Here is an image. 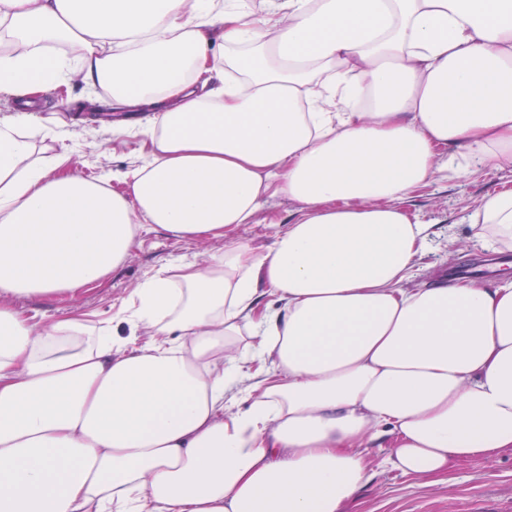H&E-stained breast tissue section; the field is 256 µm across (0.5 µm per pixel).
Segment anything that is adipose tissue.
Returning a JSON list of instances; mask_svg holds the SVG:
<instances>
[{
  "instance_id": "ef3b65f1",
  "label": "adipose tissue",
  "mask_w": 512,
  "mask_h": 512,
  "mask_svg": "<svg viewBox=\"0 0 512 512\" xmlns=\"http://www.w3.org/2000/svg\"><path fill=\"white\" fill-rule=\"evenodd\" d=\"M0 31L1 93L105 86L151 141L117 192L0 119V512H344L364 443L426 481L512 452V277L406 289L431 233L403 208L512 169V0H0ZM274 190L271 246L161 268L126 337L9 303L101 281L147 224L227 237ZM467 221L512 250V189Z\"/></svg>"
}]
</instances>
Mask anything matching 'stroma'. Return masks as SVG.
Instances as JSON below:
<instances>
[{"label":"stroma","instance_id":"stroma-1","mask_svg":"<svg viewBox=\"0 0 512 512\" xmlns=\"http://www.w3.org/2000/svg\"><path fill=\"white\" fill-rule=\"evenodd\" d=\"M112 95L102 88L88 89L73 83L38 96L32 113L37 129L31 134L41 156L67 149L70 168L89 178L112 175L111 187L122 190L116 174L135 166L151 150L143 129L146 113H136L127 132H113L120 120L95 118L93 108L111 109ZM505 175L483 168L461 178H437L413 190L405 204L408 214L430 225V245L417 260L410 287H423L435 274L449 267L469 265L487 253L483 241L472 235L465 217L489 192L499 188ZM295 204L287 195L268 196L252 221L239 225L230 239L175 240L161 230L143 227L138 246L124 265L103 282L74 293L51 296H20L14 306L28 318L41 322L52 318H76L92 329L117 326L128 334L126 317L132 312L136 288L164 265L175 261H201L223 253L228 241L264 251L281 224L287 223ZM371 477L356 493L347 512H512V453L492 460H467L451 467L448 474L430 481L405 476L391 469L388 439L369 443L366 450Z\"/></svg>","mask_w":512,"mask_h":512}]
</instances>
